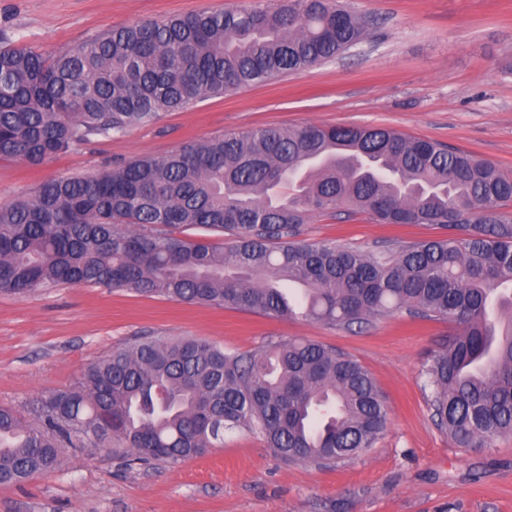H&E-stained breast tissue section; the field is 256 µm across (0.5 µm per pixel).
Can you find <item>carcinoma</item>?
Returning <instances> with one entry per match:
<instances>
[{
	"label": "carcinoma",
	"instance_id": "obj_1",
	"mask_svg": "<svg viewBox=\"0 0 512 512\" xmlns=\"http://www.w3.org/2000/svg\"><path fill=\"white\" fill-rule=\"evenodd\" d=\"M370 20L341 0H244L111 29L53 55L0 38V157L38 165L156 123L206 96L326 63ZM512 178L474 155L381 127L264 126L189 141L0 205V292L85 283L350 329L396 309L457 326L423 366L458 445L512 435ZM448 231L390 254L297 240L316 215ZM201 230L197 238L176 232ZM225 234L217 245L208 234ZM0 407V485L112 445L176 464L248 430L290 462L330 464L388 424L370 373L311 340L225 350L138 337L42 395Z\"/></svg>",
	"mask_w": 512,
	"mask_h": 512
}]
</instances>
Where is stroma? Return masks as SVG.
Instances as JSON below:
<instances>
[{
	"mask_svg": "<svg viewBox=\"0 0 512 512\" xmlns=\"http://www.w3.org/2000/svg\"><path fill=\"white\" fill-rule=\"evenodd\" d=\"M241 0H0V31L55 52L113 27ZM377 22L335 60L268 84L205 97L155 124L72 146L43 164L0 160V205L45 182L92 175L138 155L263 125H364L443 143L512 177V0H351ZM423 224L362 215L313 217L308 243L389 252L437 237ZM453 328L397 310L346 330L306 318L175 302L126 290L53 284L0 293V405L30 415L44 393L72 387L87 366L137 336L204 337L237 351L305 338L344 352L374 378L389 423L373 447L331 469L292 464L262 437L171 465L128 461L111 448L64 449L60 468L0 485V512H512V436L457 445L435 424L421 374Z\"/></svg>",
	"mask_w": 512,
	"mask_h": 512,
	"instance_id": "35a3bbf8",
	"label": "stroma"
}]
</instances>
